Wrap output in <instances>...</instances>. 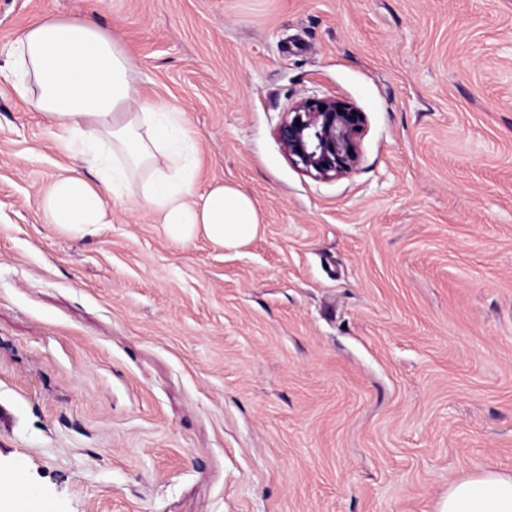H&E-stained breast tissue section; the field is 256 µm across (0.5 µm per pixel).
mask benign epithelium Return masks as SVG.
I'll return each mask as SVG.
<instances>
[{
	"label": "benign epithelium",
	"mask_w": 512,
	"mask_h": 512,
	"mask_svg": "<svg viewBox=\"0 0 512 512\" xmlns=\"http://www.w3.org/2000/svg\"><path fill=\"white\" fill-rule=\"evenodd\" d=\"M364 122V113L349 101L309 97L289 108L277 137L295 167L315 179L330 180L356 167Z\"/></svg>",
	"instance_id": "7a95c632"
}]
</instances>
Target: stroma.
Here are the masks:
<instances>
[{
  "label": "stroma",
  "mask_w": 512,
  "mask_h": 512,
  "mask_svg": "<svg viewBox=\"0 0 512 512\" xmlns=\"http://www.w3.org/2000/svg\"><path fill=\"white\" fill-rule=\"evenodd\" d=\"M82 15L263 232L177 244L135 195L59 230L74 162L0 88V471L49 512H438L512 474V0H0V47ZM310 96L365 114L346 176L278 141Z\"/></svg>",
  "instance_id": "35a3bbf8"
}]
</instances>
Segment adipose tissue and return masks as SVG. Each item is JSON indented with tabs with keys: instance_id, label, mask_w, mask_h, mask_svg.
Returning <instances> with one entry per match:
<instances>
[{
	"instance_id": "1",
	"label": "adipose tissue",
	"mask_w": 512,
	"mask_h": 512,
	"mask_svg": "<svg viewBox=\"0 0 512 512\" xmlns=\"http://www.w3.org/2000/svg\"><path fill=\"white\" fill-rule=\"evenodd\" d=\"M6 55L0 81L79 164L43 196L48 223L88 232L107 223L110 200L138 191L172 242L202 235L235 250L259 235L256 208L237 187L198 190L184 110L141 99L133 59L93 17L37 19ZM440 512H512V475L485 469L450 483Z\"/></svg>"
}]
</instances>
